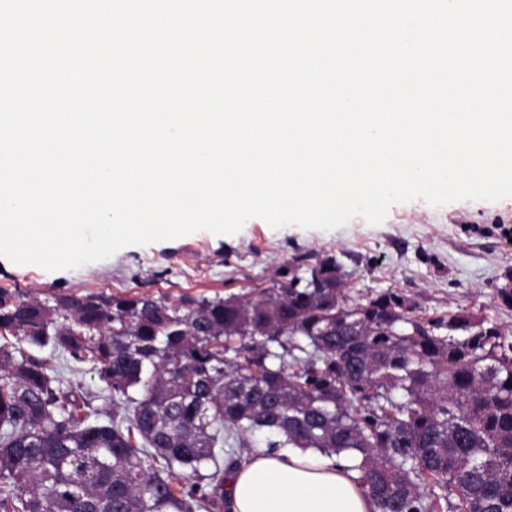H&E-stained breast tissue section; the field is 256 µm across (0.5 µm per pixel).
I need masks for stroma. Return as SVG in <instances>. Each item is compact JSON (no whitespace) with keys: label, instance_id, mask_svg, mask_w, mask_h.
<instances>
[{"label":"stroma","instance_id":"stroma-1","mask_svg":"<svg viewBox=\"0 0 512 512\" xmlns=\"http://www.w3.org/2000/svg\"><path fill=\"white\" fill-rule=\"evenodd\" d=\"M512 225V205L458 201L438 208L416 199L393 205L377 226L354 218L329 231L248 220L234 235L201 230L169 241L127 246L75 270L46 271L0 258V289L44 300L61 295H150L172 304L188 297L254 295L281 280L295 257L336 258L345 292L355 300L391 290L435 318L461 310L489 318L512 340V242L497 227ZM63 387L80 386L92 408L108 412L89 364L61 356Z\"/></svg>","mask_w":512,"mask_h":512}]
</instances>
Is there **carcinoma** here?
I'll list each match as a JSON object with an SVG mask.
<instances>
[{
  "label": "carcinoma",
  "mask_w": 512,
  "mask_h": 512,
  "mask_svg": "<svg viewBox=\"0 0 512 512\" xmlns=\"http://www.w3.org/2000/svg\"><path fill=\"white\" fill-rule=\"evenodd\" d=\"M305 261L177 306L0 289V512H204L257 433L353 459L375 512H512V342L393 292L354 301L336 259ZM65 354L106 419L59 386ZM56 365L64 390L78 385L87 395L92 408L100 412H112V397L101 390L96 375L90 370V364L75 362L68 355H64L59 357Z\"/></svg>",
  "instance_id": "carcinoma-1"
}]
</instances>
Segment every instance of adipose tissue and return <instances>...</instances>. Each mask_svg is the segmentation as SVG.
<instances>
[{
    "label": "adipose tissue",
    "instance_id": "ef3b65f1",
    "mask_svg": "<svg viewBox=\"0 0 512 512\" xmlns=\"http://www.w3.org/2000/svg\"><path fill=\"white\" fill-rule=\"evenodd\" d=\"M348 460L312 448L253 449L224 491L231 512H374Z\"/></svg>",
    "mask_w": 512,
    "mask_h": 512
}]
</instances>
